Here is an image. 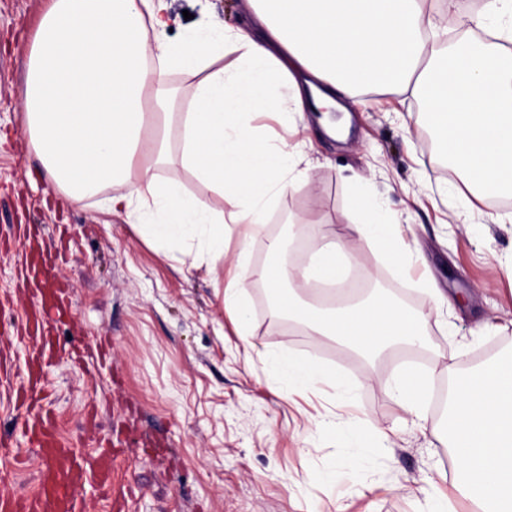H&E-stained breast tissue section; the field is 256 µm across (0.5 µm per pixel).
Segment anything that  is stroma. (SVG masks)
Returning <instances> with one entry per match:
<instances>
[{"label": "stroma", "mask_w": 512, "mask_h": 512, "mask_svg": "<svg viewBox=\"0 0 512 512\" xmlns=\"http://www.w3.org/2000/svg\"><path fill=\"white\" fill-rule=\"evenodd\" d=\"M45 3L0 0V435L10 442L0 477L37 491L46 460L24 429L37 409L85 461L79 512H429L443 494L447 512H472L451 492L442 411L429 398L412 415L386 391L401 369L393 357L364 363L298 324L276 325L265 289L245 288L240 336L196 250L163 257L103 197L68 205L37 176L15 104ZM167 4L173 43L250 20L246 0ZM349 115L341 142L309 110L271 123L309 181L266 211L250 262L268 264L289 215L297 239L280 260L306 266L315 244L358 222L356 193L376 199L424 262L399 279L381 249L356 240L347 276L428 312L431 350L411 366L446 383L476 353L512 348V223L502 220L512 196L473 202L444 176L424 143L431 120L410 96L368 94ZM288 355L321 363L353 400L325 383L289 394L272 367ZM104 445L108 490L93 463Z\"/></svg>", "instance_id": "obj_1"}]
</instances>
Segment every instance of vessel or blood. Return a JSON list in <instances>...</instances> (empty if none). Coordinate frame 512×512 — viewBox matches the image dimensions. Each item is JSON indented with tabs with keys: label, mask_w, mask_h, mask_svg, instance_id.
<instances>
[{
	"label": "vessel or blood",
	"mask_w": 512,
	"mask_h": 512,
	"mask_svg": "<svg viewBox=\"0 0 512 512\" xmlns=\"http://www.w3.org/2000/svg\"><path fill=\"white\" fill-rule=\"evenodd\" d=\"M33 441L45 455L57 461L41 482L40 490L30 497L0 493V512H75V482L81 478L84 467L71 449L56 440L49 417L33 418Z\"/></svg>",
	"instance_id": "b4317fda"
}]
</instances>
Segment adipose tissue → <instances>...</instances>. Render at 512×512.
Wrapping results in <instances>:
<instances>
[{
    "label": "adipose tissue",
    "instance_id": "obj_1",
    "mask_svg": "<svg viewBox=\"0 0 512 512\" xmlns=\"http://www.w3.org/2000/svg\"><path fill=\"white\" fill-rule=\"evenodd\" d=\"M254 30L205 28L200 37L167 41L166 0H50L35 31L18 110L22 128L47 181L72 203L113 185V213L125 214L167 256L197 246L212 269L225 262L224 226L255 235L267 208L295 190L297 162L287 143L261 141L253 117L287 116L306 100L345 111L363 93L401 91L432 117L434 142L470 194L512 195V0H480L461 12L458 0H249ZM501 19L494 39L474 30ZM461 36L447 40L449 29ZM237 52L225 69V49ZM183 68L199 77L184 111L169 82ZM178 124L180 159L170 151ZM183 171L223 201L189 198ZM363 219L353 233L384 250L398 274L415 254L396 226L355 197ZM342 242L312 253L310 269L251 265L239 250L237 276L224 287V307L240 332L249 323L243 288L251 277L288 316L312 335L346 348L377 353L422 333L424 313L385 294L366 302L321 308L299 288L341 284L344 263H356ZM289 390L334 376L303 358L279 361ZM447 443L456 487L476 512H512V355L458 371L448 404Z\"/></svg>",
    "mask_w": 512,
    "mask_h": 512
}]
</instances>
